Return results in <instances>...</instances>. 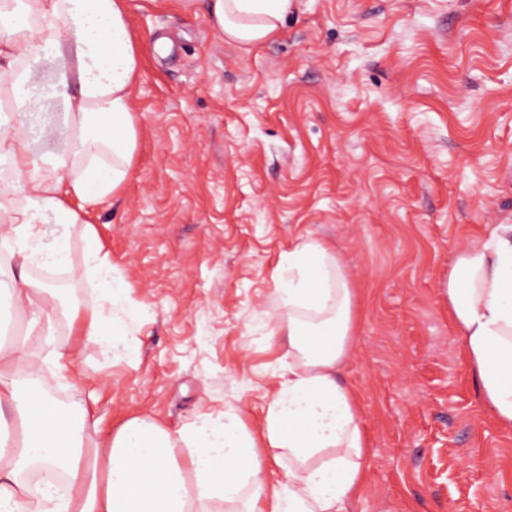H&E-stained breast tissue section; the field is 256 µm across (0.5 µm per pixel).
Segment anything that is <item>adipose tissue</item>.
<instances>
[{
	"label": "adipose tissue",
	"instance_id": "obj_1",
	"mask_svg": "<svg viewBox=\"0 0 512 512\" xmlns=\"http://www.w3.org/2000/svg\"><path fill=\"white\" fill-rule=\"evenodd\" d=\"M297 0H206L222 39L250 47L277 34ZM50 62L56 75L46 76ZM140 55L127 0H0V91L30 122L0 133V305L27 319L23 341L0 342V512H206L219 499L242 512H344L362 492L368 440L356 389L342 371L357 349L356 296L330 247L304 238L273 276V330L288 346L280 387L258 431L232 409L199 413L176 429L136 415L105 434L86 405L70 408L45 386L80 393L67 347L35 362L53 341L58 296L28 266L70 267L65 238L49 224L77 226L85 242L79 276L89 288L86 342L115 346L123 275L85 220L125 182L137 149L131 108ZM61 103L66 136L42 126L30 105ZM53 144L35 154L32 138ZM483 405L512 430V224L494 225L461 250L442 288ZM286 452L270 478L262 449Z\"/></svg>",
	"mask_w": 512,
	"mask_h": 512
}]
</instances>
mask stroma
<instances>
[{
	"label": "stroma",
	"instance_id": "obj_1",
	"mask_svg": "<svg viewBox=\"0 0 512 512\" xmlns=\"http://www.w3.org/2000/svg\"><path fill=\"white\" fill-rule=\"evenodd\" d=\"M127 5L138 147L86 220L133 302L116 350L76 360L103 427L232 407L257 429L287 352L272 273L311 235L360 298L343 377L371 454L346 512H512V431L482 405L439 293L461 249L512 224V0H299L246 51L204 0ZM56 233L74 268L54 339L70 345L83 242Z\"/></svg>",
	"mask_w": 512,
	"mask_h": 512
}]
</instances>
